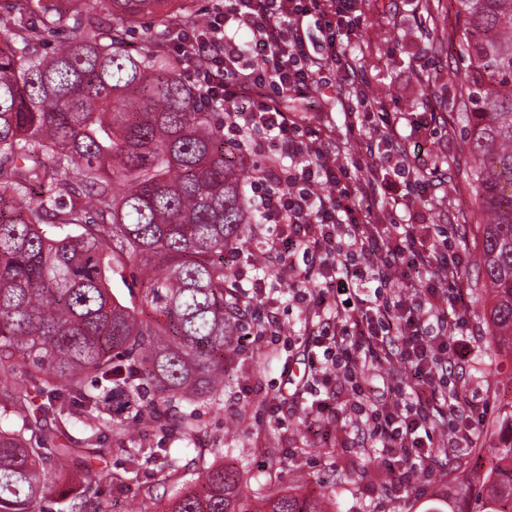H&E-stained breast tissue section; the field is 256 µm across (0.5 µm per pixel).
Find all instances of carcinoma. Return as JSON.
Masks as SVG:
<instances>
[{"label": "carcinoma", "instance_id": "carcinoma-1", "mask_svg": "<svg viewBox=\"0 0 512 512\" xmlns=\"http://www.w3.org/2000/svg\"><path fill=\"white\" fill-rule=\"evenodd\" d=\"M167 0H0V512H105L58 465L73 449L35 447L47 434L17 376L38 377L40 412L56 427L140 400L139 422H159L175 399L224 396L226 360L239 329L225 288L224 253L256 223L244 183L252 169L228 159L219 113L201 112L181 62L159 46L139 51L127 24L156 15L168 33L204 25ZM459 49L467 58L460 98L465 149L481 200L477 270L485 319L512 354V0H455ZM59 42L40 54L44 35ZM137 268L136 305L114 278ZM92 389L83 387L86 379ZM152 398L143 401V393ZM236 468L210 465L169 499L165 512H330L297 489L255 501ZM467 487L430 512H468ZM478 512H512V409L499 418L495 463Z\"/></svg>", "mask_w": 512, "mask_h": 512}]
</instances>
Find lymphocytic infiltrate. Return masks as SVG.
Masks as SVG:
<instances>
[{
	"mask_svg": "<svg viewBox=\"0 0 512 512\" xmlns=\"http://www.w3.org/2000/svg\"><path fill=\"white\" fill-rule=\"evenodd\" d=\"M356 3L224 0L178 48L187 77L223 100L225 142L244 159L266 154L249 186L266 253L308 314L301 393L317 413L354 417L365 440L379 445L384 468L407 486L433 476L428 432L450 424L468 435L457 395L435 386L465 350L464 322L448 316L468 304L457 282L462 256L447 228L369 221L380 190L424 185L419 156L394 148L396 121L387 120L381 138L391 174L372 166L355 176L331 149L327 127L282 104L327 86ZM313 25L322 41L310 39ZM392 362L407 374L396 399L367 397L366 371Z\"/></svg>",
	"mask_w": 512,
	"mask_h": 512,
	"instance_id": "lymphocytic-infiltrate-1",
	"label": "lymphocytic infiltrate"
}]
</instances>
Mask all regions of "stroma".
Segmentation results:
<instances>
[{"label": "stroma", "mask_w": 512, "mask_h": 512, "mask_svg": "<svg viewBox=\"0 0 512 512\" xmlns=\"http://www.w3.org/2000/svg\"><path fill=\"white\" fill-rule=\"evenodd\" d=\"M358 14L359 27L343 38L349 70L334 74L330 87L312 89L305 98H289V111L305 113L312 122L328 126L334 142L350 143L345 162L354 172L383 160L382 154L366 150L370 142L379 140V128H350L348 109L356 105L357 94L369 95L374 111L400 114L398 146L423 158L422 173L433 189L423 196L384 200L374 222L387 224L396 218L449 225L457 239L474 242L481 201L471 187L474 163L461 150L465 128L459 119L457 87L467 61L454 35V0H358ZM475 270L473 254H466L459 282L470 298L463 314L470 353L453 370L448 387L482 410L473 417V452L457 472L449 471L444 453L448 433L433 432L438 482H418L394 492L392 479L375 463L373 450L350 423L325 420L330 431L325 440L308 432L310 399L283 401L278 415H271L272 400L283 389V370H292L298 378L305 371L298 348L304 341L306 314L290 303V281L276 268L269 272L276 289L273 305L253 302L256 308H271L276 334L259 350L232 351L223 401H175L172 419L147 429L138 425L135 408L115 411V420L125 421L129 428L119 442L106 428L95 432L81 425L68 428L64 443L75 450L69 465L81 470L87 445L103 449V456L91 461L97 481L88 494L101 502L105 512H134L141 506L147 490L161 478L152 458L160 448L181 462L167 483L171 494L193 483L198 469L221 462L241 470L243 497H251L257 479L267 476L272 490L300 485L303 493L327 500L333 512H425L430 501L447 494L456 477L466 480L475 498L494 462L496 422L512 404V358L488 349L490 336L483 319L487 298L475 285ZM182 414L191 415L195 424L193 440H186L177 421ZM129 448L142 452V464L133 472L126 469ZM274 459L279 462L275 468L270 465ZM114 474L122 476V484L111 482Z\"/></svg>", "instance_id": "35a3bbf8"}]
</instances>
